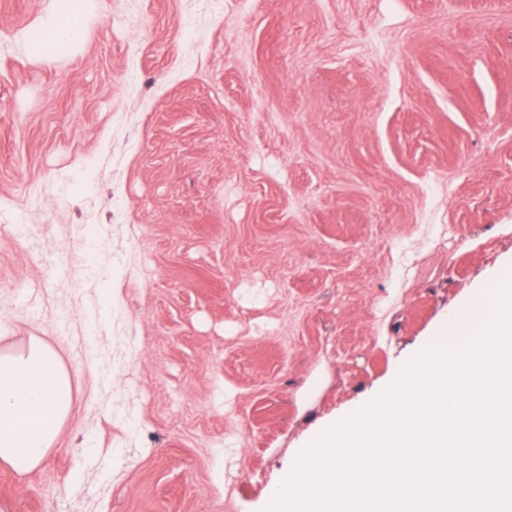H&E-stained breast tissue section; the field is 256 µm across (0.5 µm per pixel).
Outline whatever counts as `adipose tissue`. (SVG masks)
I'll return each mask as SVG.
<instances>
[{
  "label": "adipose tissue",
  "mask_w": 512,
  "mask_h": 512,
  "mask_svg": "<svg viewBox=\"0 0 512 512\" xmlns=\"http://www.w3.org/2000/svg\"><path fill=\"white\" fill-rule=\"evenodd\" d=\"M79 5L56 10L39 26L56 43L75 42L83 31ZM74 410L70 376L57 354L39 340L0 351V463L27 473L57 442Z\"/></svg>",
  "instance_id": "obj_1"
}]
</instances>
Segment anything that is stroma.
<instances>
[{
	"mask_svg": "<svg viewBox=\"0 0 512 512\" xmlns=\"http://www.w3.org/2000/svg\"><path fill=\"white\" fill-rule=\"evenodd\" d=\"M0 0V350L74 412L10 512H263L512 272V0ZM72 2L69 7L56 9L55 13L43 21L37 29L43 37L51 38L54 44L76 42L82 37L78 1Z\"/></svg>",
	"mask_w": 512,
	"mask_h": 512,
	"instance_id": "1",
	"label": "stroma"
}]
</instances>
